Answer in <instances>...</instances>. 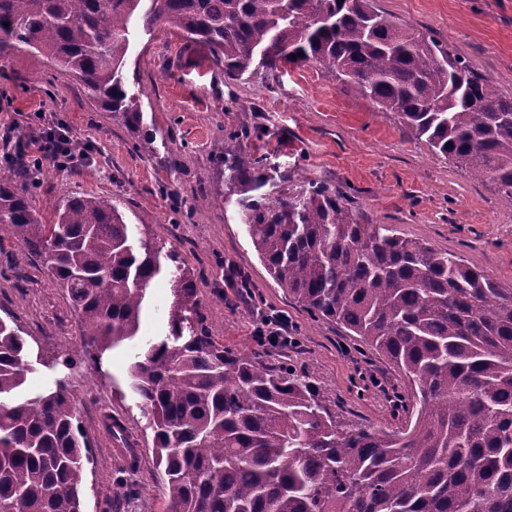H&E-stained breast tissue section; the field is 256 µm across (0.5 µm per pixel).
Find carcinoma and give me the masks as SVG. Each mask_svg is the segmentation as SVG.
Wrapping results in <instances>:
<instances>
[{
    "instance_id": "1",
    "label": "carcinoma",
    "mask_w": 512,
    "mask_h": 512,
    "mask_svg": "<svg viewBox=\"0 0 512 512\" xmlns=\"http://www.w3.org/2000/svg\"><path fill=\"white\" fill-rule=\"evenodd\" d=\"M138 20L181 31L231 78L313 63L512 205V97L372 0H0V54H44L138 128L123 74ZM216 153L276 284L405 376L406 420L350 423L312 374L225 350L185 261L135 238L111 199L69 196L49 223L24 187L32 169L0 173V239L38 257L66 292L90 364L138 336L148 287L169 277V336L146 343L127 386L151 417L170 512H512V281L362 223L332 186L268 191L262 160ZM33 372L25 331L0 318V503L83 512L90 438L66 382L25 393ZM136 465L133 453L115 497L132 491Z\"/></svg>"
}]
</instances>
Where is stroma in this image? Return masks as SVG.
<instances>
[{"label":"stroma","instance_id":"stroma-1","mask_svg":"<svg viewBox=\"0 0 512 512\" xmlns=\"http://www.w3.org/2000/svg\"><path fill=\"white\" fill-rule=\"evenodd\" d=\"M374 3L447 43L512 96V0ZM124 73L143 112V129L136 133L120 113L92 104L83 85L46 57L26 50L1 56L0 170L11 171L16 148L47 126H66L80 160L64 171L43 162L28 187L37 211L47 213L66 196L112 199L128 223L184 258L217 342L265 366L311 372L327 403L352 421L400 426L404 378L340 325L311 316L273 281L239 222L216 145L263 158L275 183L336 187L363 223L390 225L506 282L512 280V206L491 183L434 156L395 113L314 65L232 79L211 64L205 47L185 43L176 29L159 28L137 30ZM237 272L248 277L249 287L229 285ZM172 300L169 280H155L137 342L113 350L101 369L65 368V356L81 349L83 332L64 291L17 242L0 241V317H12L28 334L32 352L45 360L26 388L66 380L93 443L83 512H168L150 418L124 390L136 355L168 335ZM272 313L287 316L294 344L253 336L254 321ZM114 420L125 442L111 436ZM129 447L138 457L136 494L116 502L112 481Z\"/></svg>","mask_w":512,"mask_h":512}]
</instances>
